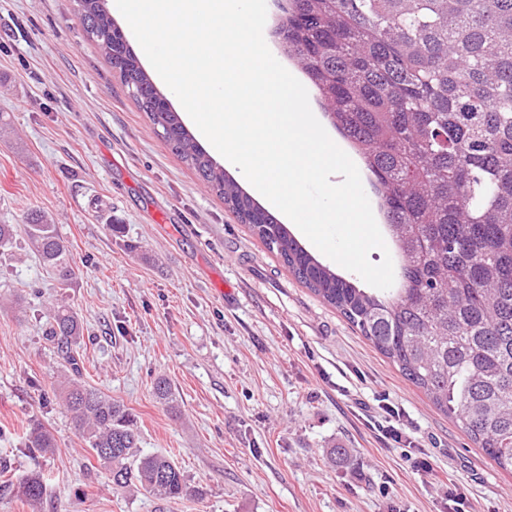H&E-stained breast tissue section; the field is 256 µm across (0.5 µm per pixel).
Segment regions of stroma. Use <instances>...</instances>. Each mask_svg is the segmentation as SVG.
<instances>
[{"mask_svg": "<svg viewBox=\"0 0 512 512\" xmlns=\"http://www.w3.org/2000/svg\"><path fill=\"white\" fill-rule=\"evenodd\" d=\"M0 482L43 474L37 512H512V473L315 295L177 156L83 30L75 0H0ZM52 218L61 287L22 229ZM75 311L86 385L137 417L198 494L113 489L56 391L44 330ZM169 379L172 404L153 393ZM405 439H385L383 405ZM42 422L56 448H27ZM432 469L416 470L415 457Z\"/></svg>", "mask_w": 512, "mask_h": 512, "instance_id": "obj_1", "label": "stroma"}]
</instances>
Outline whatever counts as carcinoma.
<instances>
[{"instance_id":"obj_1","label":"carcinoma","mask_w":512,"mask_h":512,"mask_svg":"<svg viewBox=\"0 0 512 512\" xmlns=\"http://www.w3.org/2000/svg\"><path fill=\"white\" fill-rule=\"evenodd\" d=\"M85 33L172 151L224 199L307 288L398 365L433 405L512 472V0H289L276 33L333 125L376 178L402 258L397 286L358 287L319 262L256 205L188 134L104 0H76ZM24 231L59 283L74 269L55 225L33 211ZM47 333L80 374V319L59 306ZM63 404L114 489L170 502L196 490L172 459L140 450L136 416L100 390L65 379ZM26 447L49 452L37 422ZM44 477L20 493L43 500Z\"/></svg>"}]
</instances>
